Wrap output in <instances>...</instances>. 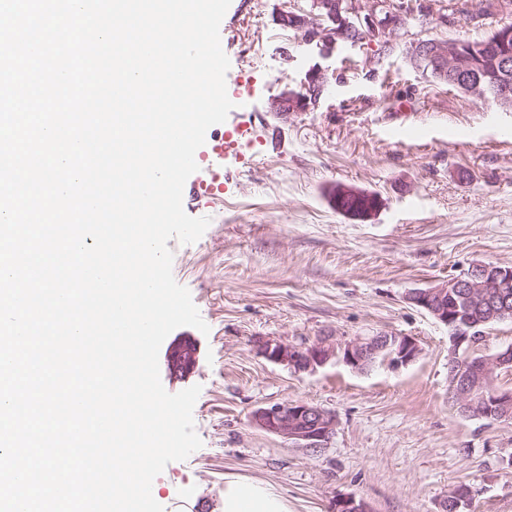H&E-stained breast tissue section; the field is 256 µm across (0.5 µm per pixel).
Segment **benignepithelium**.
<instances>
[{
    "mask_svg": "<svg viewBox=\"0 0 512 512\" xmlns=\"http://www.w3.org/2000/svg\"><path fill=\"white\" fill-rule=\"evenodd\" d=\"M280 24L306 36L304 45L329 51L340 43L353 40L359 29L375 34L395 33L402 24V15L378 0H309V9L286 11ZM415 57L433 60L435 74L467 89L474 96L485 94L481 81L470 77L466 53L457 44L444 42H412ZM336 86V71L329 68L311 69L297 90H289L269 101V111L280 115L304 112L316 105ZM368 192L346 184L336 185L332 203L338 213L347 217L371 220L381 203H374L356 214L341 207L347 198H362ZM512 287V266L474 262L458 275L429 288H415L406 300L426 311L439 322L453 328L448 354V378L451 399L462 416L489 419L493 407L512 403V393L492 387V375L497 369L512 371V347L477 360L471 356L474 340L471 324L461 322L448 312V298L457 295L473 305L499 299V294ZM260 353L269 361L286 365L296 371H314L336 359L361 371L378 361L389 366L406 365L422 352L417 340L410 336L376 334L334 342L324 337L309 346H296L268 339L258 344ZM252 423L258 429L287 439L313 452L323 448L333 434L336 421L328 411L304 402H286L260 407L252 413Z\"/></svg>",
    "mask_w": 512,
    "mask_h": 512,
    "instance_id": "obj_1",
    "label": "benign epithelium"
}]
</instances>
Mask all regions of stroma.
<instances>
[{"instance_id":"1","label":"stroma","mask_w":512,"mask_h":512,"mask_svg":"<svg viewBox=\"0 0 512 512\" xmlns=\"http://www.w3.org/2000/svg\"><path fill=\"white\" fill-rule=\"evenodd\" d=\"M449 0H430L429 17L409 30L425 37L473 33ZM293 0H231L224 16L226 88L254 82L246 109H232L206 132L204 151L233 125L249 127L210 175L223 190L195 193L193 217L210 218L191 244L169 240L172 273L186 287L208 332L172 331L160 347L169 393L197 385L193 409L202 446L169 463L155 480L164 512H224V484H268L288 512H336L337 500L370 512H441L450 491L470 485L468 512H512V422L468 419L448 398L445 325L406 294L476 261L512 264V112L468 100L401 55L375 58L370 44L321 59L279 23ZM327 61L344 80L310 111L278 116L269 100L299 88ZM470 179L460 180L459 170ZM345 183L378 194L363 222L336 211L329 189ZM380 333L417 339L413 363L358 372L332 361L295 371L268 361L261 339L309 346ZM188 340L196 364L177 376L170 348ZM307 402L336 428L312 452L251 421L260 407Z\"/></svg>"}]
</instances>
